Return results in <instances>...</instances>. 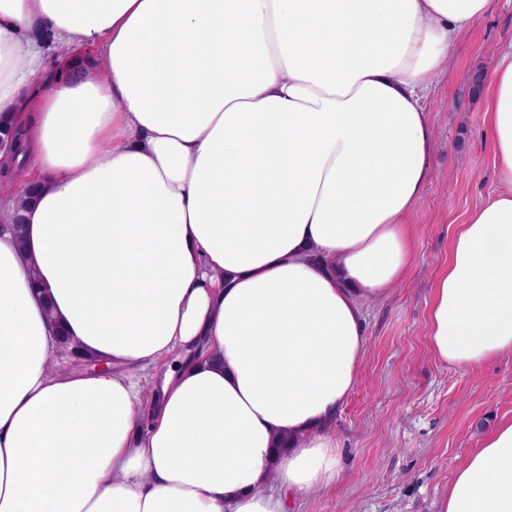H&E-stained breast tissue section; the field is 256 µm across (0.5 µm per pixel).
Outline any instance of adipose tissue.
Segmentation results:
<instances>
[{
  "mask_svg": "<svg viewBox=\"0 0 512 512\" xmlns=\"http://www.w3.org/2000/svg\"><path fill=\"white\" fill-rule=\"evenodd\" d=\"M493 4L0 0V124L41 186L24 247L0 215V512H290L339 481L360 301L413 260L424 99ZM493 70L499 189L428 306L461 370L512 353V46ZM62 334L90 369H53ZM436 512H512V419Z\"/></svg>",
  "mask_w": 512,
  "mask_h": 512,
  "instance_id": "ef3b65f1",
  "label": "adipose tissue"
}]
</instances>
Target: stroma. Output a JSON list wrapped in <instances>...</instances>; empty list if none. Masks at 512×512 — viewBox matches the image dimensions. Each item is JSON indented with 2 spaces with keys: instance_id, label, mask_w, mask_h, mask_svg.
Listing matches in <instances>:
<instances>
[{
  "instance_id": "obj_1",
  "label": "stroma",
  "mask_w": 512,
  "mask_h": 512,
  "mask_svg": "<svg viewBox=\"0 0 512 512\" xmlns=\"http://www.w3.org/2000/svg\"><path fill=\"white\" fill-rule=\"evenodd\" d=\"M511 44L512 0H496L428 97L435 150L411 218L413 264L385 296L362 303L366 354L333 425L342 477L303 494L298 512H436L456 467L498 420L512 419V354L460 371L428 345V305L453 233L498 188L485 102L471 78L479 68L492 72Z\"/></svg>"
}]
</instances>
